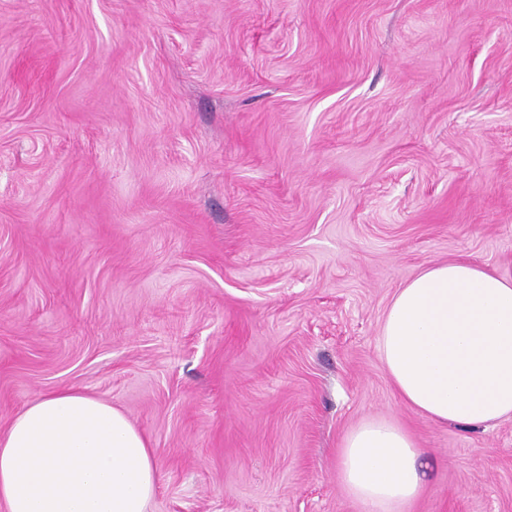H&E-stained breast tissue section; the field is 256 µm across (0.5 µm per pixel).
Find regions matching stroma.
Wrapping results in <instances>:
<instances>
[{"mask_svg":"<svg viewBox=\"0 0 512 512\" xmlns=\"http://www.w3.org/2000/svg\"><path fill=\"white\" fill-rule=\"evenodd\" d=\"M512 279V0H0V433L75 387L149 512H361L344 435L426 448L408 512H512V420L404 406L393 295Z\"/></svg>","mask_w":512,"mask_h":512,"instance_id":"1","label":"stroma"}]
</instances>
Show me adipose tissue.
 <instances>
[{"label": "adipose tissue", "instance_id": "1", "mask_svg": "<svg viewBox=\"0 0 512 512\" xmlns=\"http://www.w3.org/2000/svg\"><path fill=\"white\" fill-rule=\"evenodd\" d=\"M379 349L399 400L430 422L512 418V279L464 260L424 269L392 297ZM423 454L397 420L368 418L344 436L337 478L362 512H406ZM157 489L149 439L81 390L37 397L0 434L5 512H147Z\"/></svg>", "mask_w": 512, "mask_h": 512}]
</instances>
